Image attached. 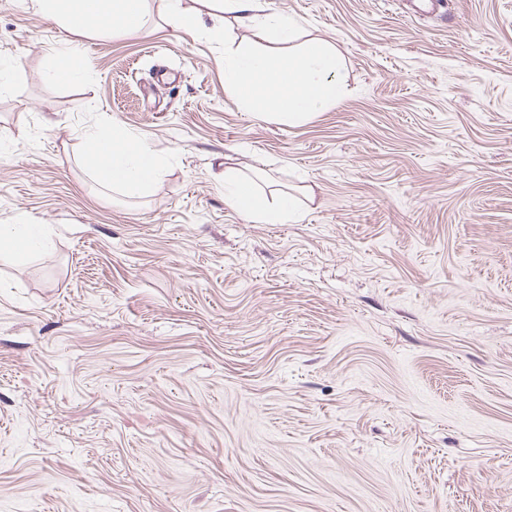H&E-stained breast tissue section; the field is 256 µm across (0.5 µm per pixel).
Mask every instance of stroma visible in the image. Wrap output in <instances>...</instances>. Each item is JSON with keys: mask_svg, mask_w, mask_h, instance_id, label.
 I'll use <instances>...</instances> for the list:
<instances>
[{"mask_svg": "<svg viewBox=\"0 0 512 512\" xmlns=\"http://www.w3.org/2000/svg\"><path fill=\"white\" fill-rule=\"evenodd\" d=\"M269 2L344 58L301 125L225 92L223 14L0 0V225L52 231L0 261V512H512V0ZM102 118L149 194L84 166ZM228 165L314 200L249 221ZM147 0H34L38 11L71 33L103 29L136 33L141 30ZM163 2V14L174 26L189 32V33H202L201 18L204 13L201 9L195 11H187L182 6V0H160ZM82 161L101 185L117 188L128 197L140 196L164 176L161 155L148 142L136 141L116 121L86 135Z\"/></svg>", "mask_w": 512, "mask_h": 512, "instance_id": "1", "label": "stroma"}]
</instances>
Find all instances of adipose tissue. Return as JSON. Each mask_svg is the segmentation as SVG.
Masks as SVG:
<instances>
[{
	"instance_id": "adipose-tissue-1",
	"label": "adipose tissue",
	"mask_w": 512,
	"mask_h": 512,
	"mask_svg": "<svg viewBox=\"0 0 512 512\" xmlns=\"http://www.w3.org/2000/svg\"><path fill=\"white\" fill-rule=\"evenodd\" d=\"M195 11L182 0H162L166 18L174 26L200 33L203 13L234 14L253 30L252 40L225 45L221 63L224 87L243 107L266 117L300 124L347 93L343 57L330 43L310 39L296 44L297 27L270 11L265 0H200ZM38 11L71 33L103 29L135 33L141 30L147 0H34ZM97 181L137 197L160 183L164 160L151 145L135 140L119 122L91 131L82 156ZM224 198L247 218L264 224L295 219L297 201L280 193L275 202L261 197L255 180L234 168L224 170Z\"/></svg>"
}]
</instances>
